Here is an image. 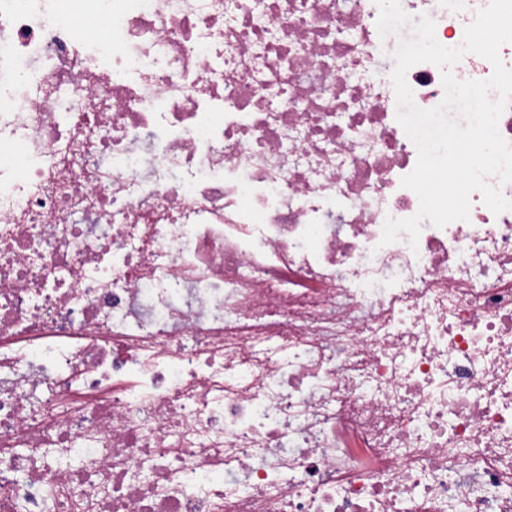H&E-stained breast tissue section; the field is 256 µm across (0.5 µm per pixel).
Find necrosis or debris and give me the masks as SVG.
Instances as JSON below:
<instances>
[{"mask_svg":"<svg viewBox=\"0 0 512 512\" xmlns=\"http://www.w3.org/2000/svg\"><path fill=\"white\" fill-rule=\"evenodd\" d=\"M400 4L458 46L489 0ZM378 17L0 0V512H512V210L382 244Z\"/></svg>","mask_w":512,"mask_h":512,"instance_id":"necrosis-or-debris-1","label":"necrosis or debris"}]
</instances>
